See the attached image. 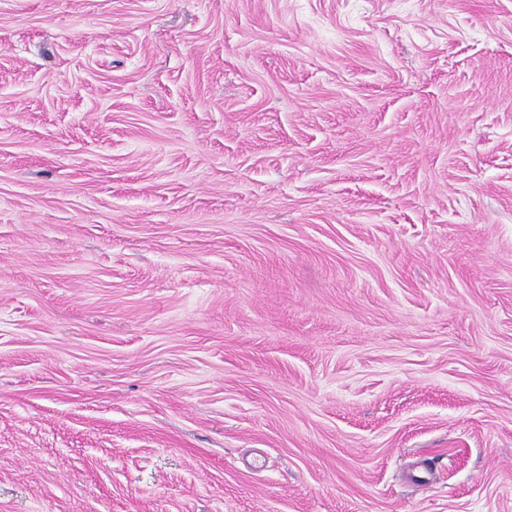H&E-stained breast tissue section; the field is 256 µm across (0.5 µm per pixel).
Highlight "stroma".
Returning <instances> with one entry per match:
<instances>
[{"label": "stroma", "instance_id": "1", "mask_svg": "<svg viewBox=\"0 0 512 512\" xmlns=\"http://www.w3.org/2000/svg\"><path fill=\"white\" fill-rule=\"evenodd\" d=\"M0 512H512V0H0Z\"/></svg>", "mask_w": 512, "mask_h": 512}]
</instances>
